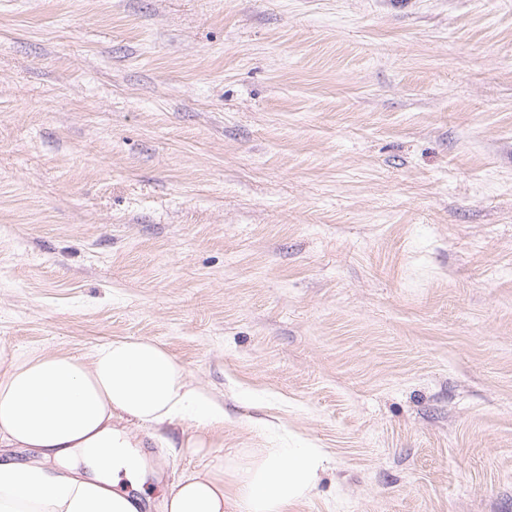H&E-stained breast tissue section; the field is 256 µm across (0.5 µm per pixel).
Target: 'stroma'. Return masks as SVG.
I'll list each match as a JSON object with an SVG mask.
<instances>
[{
    "instance_id": "obj_1",
    "label": "stroma",
    "mask_w": 512,
    "mask_h": 512,
    "mask_svg": "<svg viewBox=\"0 0 512 512\" xmlns=\"http://www.w3.org/2000/svg\"><path fill=\"white\" fill-rule=\"evenodd\" d=\"M115 337L290 512H512V0H0V356Z\"/></svg>"
}]
</instances>
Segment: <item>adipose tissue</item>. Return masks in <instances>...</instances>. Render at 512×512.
I'll return each mask as SVG.
<instances>
[{"instance_id":"1","label":"adipose tissue","mask_w":512,"mask_h":512,"mask_svg":"<svg viewBox=\"0 0 512 512\" xmlns=\"http://www.w3.org/2000/svg\"><path fill=\"white\" fill-rule=\"evenodd\" d=\"M224 406L153 341L115 337L88 358L39 354L0 372V447L41 461L0 459V512H139L118 492L143 469L140 448L198 454L224 433ZM328 453L258 448L174 479L161 512H288L316 492Z\"/></svg>"}]
</instances>
